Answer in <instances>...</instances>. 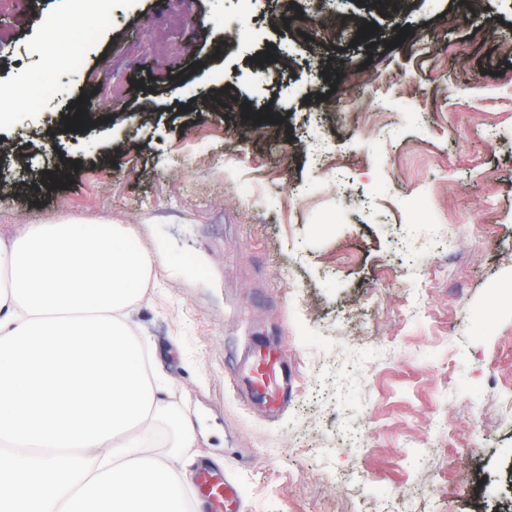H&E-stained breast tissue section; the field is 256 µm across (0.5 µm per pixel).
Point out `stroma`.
Instances as JSON below:
<instances>
[{"mask_svg":"<svg viewBox=\"0 0 512 512\" xmlns=\"http://www.w3.org/2000/svg\"><path fill=\"white\" fill-rule=\"evenodd\" d=\"M77 6L0 0V238L72 218L161 255L132 320L245 512H512V0H112L87 39ZM253 390L251 398L268 403L271 412H279L286 405L292 385V375L278 353L256 340L252 349Z\"/></svg>","mask_w":512,"mask_h":512,"instance_id":"stroma-1","label":"stroma"}]
</instances>
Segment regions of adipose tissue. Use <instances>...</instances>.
<instances>
[{"instance_id":"ef3b65f1","label":"adipose tissue","mask_w":512,"mask_h":512,"mask_svg":"<svg viewBox=\"0 0 512 512\" xmlns=\"http://www.w3.org/2000/svg\"><path fill=\"white\" fill-rule=\"evenodd\" d=\"M154 264L121 224L0 239V512H202L193 427L133 334Z\"/></svg>"}]
</instances>
